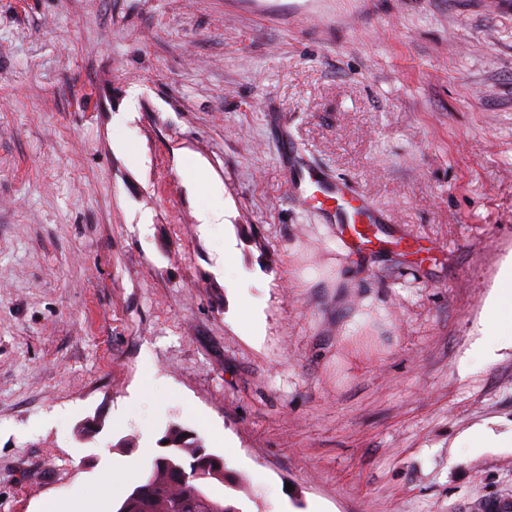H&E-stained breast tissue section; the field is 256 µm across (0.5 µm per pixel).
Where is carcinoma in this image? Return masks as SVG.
I'll return each mask as SVG.
<instances>
[{
	"label": "carcinoma",
	"mask_w": 512,
	"mask_h": 512,
	"mask_svg": "<svg viewBox=\"0 0 512 512\" xmlns=\"http://www.w3.org/2000/svg\"><path fill=\"white\" fill-rule=\"evenodd\" d=\"M161 444L149 473L128 491L116 512H184L185 506L193 512H240L208 491L229 476L224 459L207 452L195 432L173 424Z\"/></svg>",
	"instance_id": "1"
}]
</instances>
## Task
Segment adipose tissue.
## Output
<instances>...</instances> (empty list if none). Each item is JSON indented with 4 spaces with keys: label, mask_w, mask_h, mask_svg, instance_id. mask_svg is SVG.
<instances>
[{
    "label": "adipose tissue",
    "mask_w": 512,
    "mask_h": 512,
    "mask_svg": "<svg viewBox=\"0 0 512 512\" xmlns=\"http://www.w3.org/2000/svg\"><path fill=\"white\" fill-rule=\"evenodd\" d=\"M478 336L466 352L467 359L488 363L512 351V259L503 263L489 292Z\"/></svg>",
    "instance_id": "1"
}]
</instances>
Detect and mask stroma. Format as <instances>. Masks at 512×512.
Here are the masks:
<instances>
[{
    "mask_svg": "<svg viewBox=\"0 0 512 512\" xmlns=\"http://www.w3.org/2000/svg\"><path fill=\"white\" fill-rule=\"evenodd\" d=\"M510 255L512 0H0V512H114L173 424L240 512L512 494L454 445L512 422V354L460 371ZM288 193L306 205L326 207L333 212L338 224H346L349 244L358 250L368 249L378 240V227L390 224L382 213L375 210L368 196L355 190L341 179H332L320 168L301 161L295 156L291 162ZM312 190L307 194V190Z\"/></svg>",
    "mask_w": 512,
    "mask_h": 512,
    "instance_id": "35a3bbf8",
    "label": "stroma"
}]
</instances>
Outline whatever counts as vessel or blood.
Instances as JSON below:
<instances>
[{"label": "vessel or blood", "instance_id": "obj_1", "mask_svg": "<svg viewBox=\"0 0 512 512\" xmlns=\"http://www.w3.org/2000/svg\"><path fill=\"white\" fill-rule=\"evenodd\" d=\"M290 168L288 192L292 198L332 211L336 223L347 226L349 243L357 249L368 248L377 239L378 227L385 219L374 209L368 196L301 159H293Z\"/></svg>", "mask_w": 512, "mask_h": 512}]
</instances>
